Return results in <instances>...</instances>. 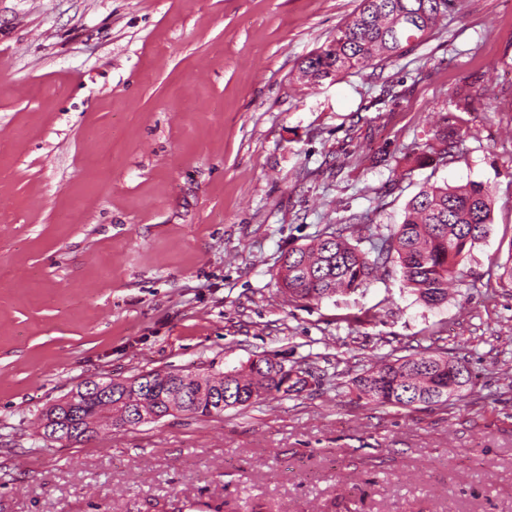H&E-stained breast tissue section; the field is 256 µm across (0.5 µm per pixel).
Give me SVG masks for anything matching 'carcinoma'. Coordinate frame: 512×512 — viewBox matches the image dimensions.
I'll list each match as a JSON object with an SVG mask.
<instances>
[{
    "instance_id": "1",
    "label": "carcinoma",
    "mask_w": 512,
    "mask_h": 512,
    "mask_svg": "<svg viewBox=\"0 0 512 512\" xmlns=\"http://www.w3.org/2000/svg\"><path fill=\"white\" fill-rule=\"evenodd\" d=\"M458 0H359L351 20L320 51L305 58L298 79L317 85L326 79L397 58L423 42L437 23L454 11ZM460 131L443 121L431 140L417 147L419 155L444 161L458 146ZM492 199L488 187L471 182L461 186L430 185L407 203L404 219L382 237L369 254L358 249L343 227H329L321 237L288 251L278 273L291 302H320L337 293L354 292L368 285L374 274L394 261L404 286L427 306L448 301V285L464 275L461 263L492 226ZM471 384L466 363L448 354L432 352L398 358L373 367L354 380L358 397L398 407L446 404L458 392L451 389L458 376ZM222 388L224 409L251 405L274 392L288 393L307 387L306 373L284 363L260 357L227 372L200 375ZM119 395L107 408L93 399L85 401L84 415L93 424L118 414L122 394L139 398L143 391L154 398L179 400L178 412L190 416L223 413L218 404L194 397L200 386L185 385L159 372L115 381Z\"/></svg>"
}]
</instances>
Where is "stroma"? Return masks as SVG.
<instances>
[{"instance_id":"obj_1","label":"stroma","mask_w":512,"mask_h":512,"mask_svg":"<svg viewBox=\"0 0 512 512\" xmlns=\"http://www.w3.org/2000/svg\"><path fill=\"white\" fill-rule=\"evenodd\" d=\"M357 5L0 0V512H512V0H460L405 55L300 83ZM445 119L455 155H410ZM469 182L491 190L492 231L447 303L394 263L289 302L284 253L330 224L371 251L423 186ZM438 347L474 374L461 398L358 397L366 369ZM260 355L308 387L41 436L87 379Z\"/></svg>"}]
</instances>
